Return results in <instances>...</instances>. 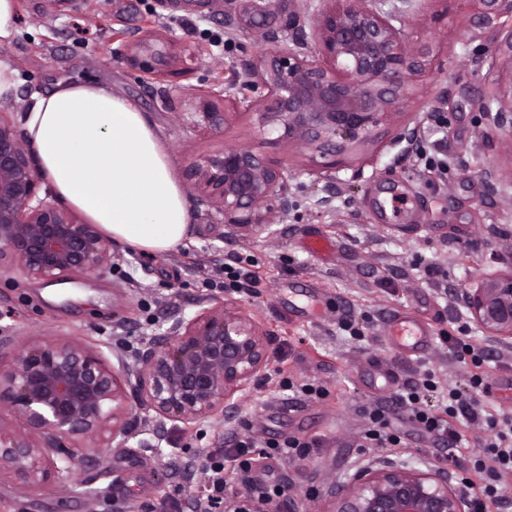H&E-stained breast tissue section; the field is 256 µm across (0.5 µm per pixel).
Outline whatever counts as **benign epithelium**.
<instances>
[{"mask_svg":"<svg viewBox=\"0 0 512 512\" xmlns=\"http://www.w3.org/2000/svg\"><path fill=\"white\" fill-rule=\"evenodd\" d=\"M311 24H288V34L266 37L270 47L234 72L226 85L202 91L203 128L218 130L233 116L259 110L279 126L281 139L322 159L328 205L342 193L337 176L367 147L380 125L414 94L410 77L431 54L405 36L414 0H304ZM262 88L255 98L250 92ZM483 111L512 134V100L491 92ZM186 178L197 201L224 223V241L267 233L293 209L288 165L245 148H225L191 162ZM39 176L12 126L0 120V264L16 262L31 276L61 282L124 261L96 224L38 197ZM504 269L453 292V307L486 339L512 345V254ZM145 337L133 362L115 369L73 341L32 345L0 365V409L17 414L26 434L0 425V476L34 489L68 484L72 466L96 462L103 448L134 431L128 390L154 412L157 433L167 422L189 427L234 413L270 361V335L233 299L204 307L187 319H166ZM328 512H471L469 497L448 469H416L381 456L330 483ZM221 512H269L249 493L224 500Z\"/></svg>","mask_w":512,"mask_h":512,"instance_id":"7a95c632","label":"benign epithelium"}]
</instances>
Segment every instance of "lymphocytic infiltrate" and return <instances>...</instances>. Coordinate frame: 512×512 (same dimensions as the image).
Wrapping results in <instances>:
<instances>
[{
	"label": "lymphocytic infiltrate",
	"mask_w": 512,
	"mask_h": 512,
	"mask_svg": "<svg viewBox=\"0 0 512 512\" xmlns=\"http://www.w3.org/2000/svg\"><path fill=\"white\" fill-rule=\"evenodd\" d=\"M484 373L471 376V391L448 387L441 395V404L434 409L421 405L422 391L434 388L432 378L404 385L395 392V410L381 406H369L364 410L366 425L364 438L367 443L383 448L397 447L401 437L395 428L394 419L409 422L422 435L441 442L448 448L460 447L465 428L477 425L487 428L492 437L484 447L474 454L470 462L479 474V483H466L472 512H492L502 502L501 477L512 472V413L498 416L488 415L476 396L483 386Z\"/></svg>",
	"instance_id": "lymphocytic-infiltrate-1"
}]
</instances>
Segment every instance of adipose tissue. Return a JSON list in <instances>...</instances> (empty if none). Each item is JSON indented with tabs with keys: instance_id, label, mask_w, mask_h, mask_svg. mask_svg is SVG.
I'll return each mask as SVG.
<instances>
[{
	"instance_id": "obj_1",
	"label": "adipose tissue",
	"mask_w": 512,
	"mask_h": 512,
	"mask_svg": "<svg viewBox=\"0 0 512 512\" xmlns=\"http://www.w3.org/2000/svg\"><path fill=\"white\" fill-rule=\"evenodd\" d=\"M36 164L64 204L112 240L166 253L189 211L156 126L108 85L60 82L35 91L24 120Z\"/></svg>"
}]
</instances>
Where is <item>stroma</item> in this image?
Returning a JSON list of instances; mask_svg holds the SVG:
<instances>
[{
	"label": "stroma",
	"mask_w": 512,
	"mask_h": 512,
	"mask_svg": "<svg viewBox=\"0 0 512 512\" xmlns=\"http://www.w3.org/2000/svg\"><path fill=\"white\" fill-rule=\"evenodd\" d=\"M18 34L0 45V62L18 73L15 95L0 98V119L22 130L31 91L56 82H98L132 99L159 128L174 174L183 178L195 159L231 146H245L287 163L296 206L280 232L228 244L223 225L184 194L190 231L173 251L152 255L121 246V266L52 288L19 265L0 267V337L14 348L75 341L116 365L113 348L126 358L141 349L169 315L193 316L202 301L227 299L224 262L233 257L258 264L262 283L241 296L245 309L268 331L271 362L223 424L169 428L154 440L137 394L128 406L136 435L110 445L95 467L76 466L65 489L46 493L0 479V512H201L207 458L227 456L226 496L244 486L232 459L238 440L257 444L254 480L284 486L270 502L288 512L291 499L305 512H325L323 484L381 456L361 437L362 410L394 408V393L371 386L375 361L402 382L434 374L440 385L466 386L472 366L460 362L443 332L464 328L485 348L486 372L511 370L512 348L484 339L465 314L454 311L453 289L499 270L496 258L512 253V136L490 126L482 101L490 89L512 95V58L503 41L512 13L483 22L482 0H418L406 23L410 45L429 44L432 56L413 75L414 96L378 131L376 142L341 171L350 183L330 205H320V185L307 149L278 142L260 113L234 116L223 129L205 131L190 118L192 90L230 78L255 60L265 38L282 32L301 0H268L264 12L246 11L244 0H16ZM420 121V152L407 151L398 136ZM495 170L497 192L481 172ZM411 203L401 216L380 206L390 189ZM313 236L333 245L319 257L305 246ZM439 273L429 278L426 266ZM430 324L432 341L420 356L389 348L385 335L396 312ZM351 321L362 339L339 329ZM285 366V375L276 367ZM326 388L322 399L303 385ZM403 444L392 457L423 469L453 457L457 477L490 434L473 426L460 448L441 449L408 423L398 425ZM290 438L314 442L303 460L271 455L268 444Z\"/></svg>",
	"instance_id": "35a3bbf8"
}]
</instances>
